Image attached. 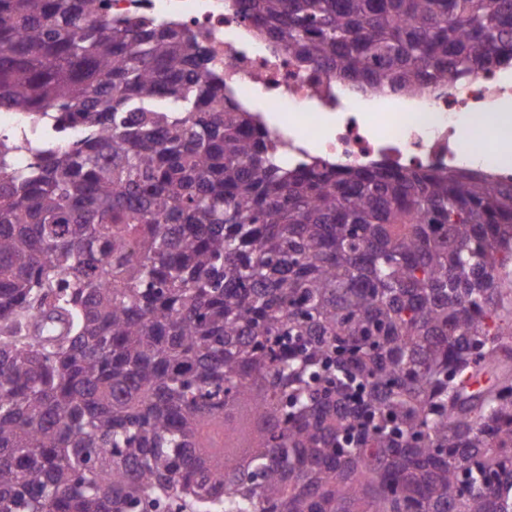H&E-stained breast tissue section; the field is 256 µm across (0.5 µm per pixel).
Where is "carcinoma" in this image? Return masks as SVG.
<instances>
[{
  "instance_id": "obj_1",
  "label": "carcinoma",
  "mask_w": 512,
  "mask_h": 512,
  "mask_svg": "<svg viewBox=\"0 0 512 512\" xmlns=\"http://www.w3.org/2000/svg\"><path fill=\"white\" fill-rule=\"evenodd\" d=\"M96 2L0 0V512H512V182L289 165ZM237 2L369 93L512 64V0Z\"/></svg>"
}]
</instances>
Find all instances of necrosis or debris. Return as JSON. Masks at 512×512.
Listing matches in <instances>:
<instances>
[{"label": "necrosis or debris", "mask_w": 512, "mask_h": 512, "mask_svg": "<svg viewBox=\"0 0 512 512\" xmlns=\"http://www.w3.org/2000/svg\"><path fill=\"white\" fill-rule=\"evenodd\" d=\"M115 18L149 15L187 29L206 47L209 73L242 106L257 100L291 119L268 130L285 162L318 157L340 164L383 160L467 168L488 165L484 150L462 149L473 116L512 103V72L480 74L408 98L377 112L369 95L303 66L279 44L258 36L234 0H106Z\"/></svg>", "instance_id": "1"}]
</instances>
